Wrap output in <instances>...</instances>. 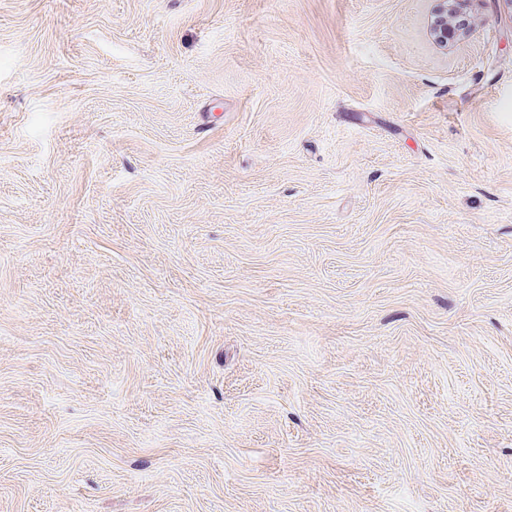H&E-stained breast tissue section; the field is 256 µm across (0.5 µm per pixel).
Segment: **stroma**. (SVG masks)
<instances>
[{
	"instance_id": "obj_1",
	"label": "stroma",
	"mask_w": 512,
	"mask_h": 512,
	"mask_svg": "<svg viewBox=\"0 0 512 512\" xmlns=\"http://www.w3.org/2000/svg\"><path fill=\"white\" fill-rule=\"evenodd\" d=\"M0 0V512H512V0ZM470 0H438V8L431 21V35L440 46L448 45V22L453 29L462 32L470 27L466 4Z\"/></svg>"
}]
</instances>
